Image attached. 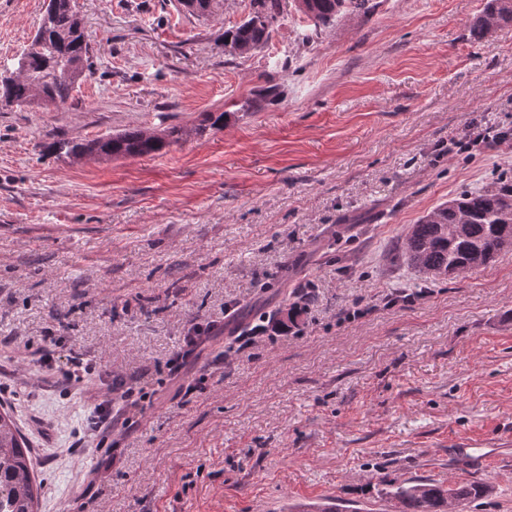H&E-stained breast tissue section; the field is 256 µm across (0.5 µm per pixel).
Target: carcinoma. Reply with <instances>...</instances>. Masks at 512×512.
I'll list each match as a JSON object with an SVG mask.
<instances>
[{
	"label": "carcinoma",
	"mask_w": 512,
	"mask_h": 512,
	"mask_svg": "<svg viewBox=\"0 0 512 512\" xmlns=\"http://www.w3.org/2000/svg\"><path fill=\"white\" fill-rule=\"evenodd\" d=\"M217 0H178L186 13L207 17ZM369 0H299L320 25H332L348 10H366ZM279 17V0H250L247 17L224 31V42L252 51L269 39ZM512 21V0H488L481 27ZM91 70L90 42L75 0H50L39 28L13 67L0 64V103L30 106L38 101L64 103ZM140 129L124 130L105 139H54L47 150L73 158L136 157L161 151L167 139ZM512 248V183L495 182L463 193L423 216L398 247V259L425 280H442L487 268L503 250ZM488 491L467 483L444 489L430 483H401L391 498L400 512H443L450 499L464 500ZM38 486L30 446L12 412H0V512H37Z\"/></svg>",
	"instance_id": "1"
}]
</instances>
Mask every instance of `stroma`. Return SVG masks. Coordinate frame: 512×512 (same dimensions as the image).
<instances>
[{
  "label": "stroma",
  "mask_w": 512,
  "mask_h": 512,
  "mask_svg": "<svg viewBox=\"0 0 512 512\" xmlns=\"http://www.w3.org/2000/svg\"><path fill=\"white\" fill-rule=\"evenodd\" d=\"M76 3L92 75L66 103L0 107V338L54 333L150 399L110 455L86 437L87 399L0 352V406L33 451H58L35 462L39 512H395L393 485L452 472L489 489L463 512H512V448L462 470L444 446L512 433V250L432 282L396 256L438 204L512 181V149H449L512 126V24L480 31L487 0H369L318 28L280 0L242 57L224 32L250 0L200 20L174 0ZM42 14L43 0H0V61ZM171 127L181 139L156 155L43 149ZM228 307L243 331L301 315L246 343L218 334L170 378L182 336Z\"/></svg>",
  "instance_id": "1"
}]
</instances>
